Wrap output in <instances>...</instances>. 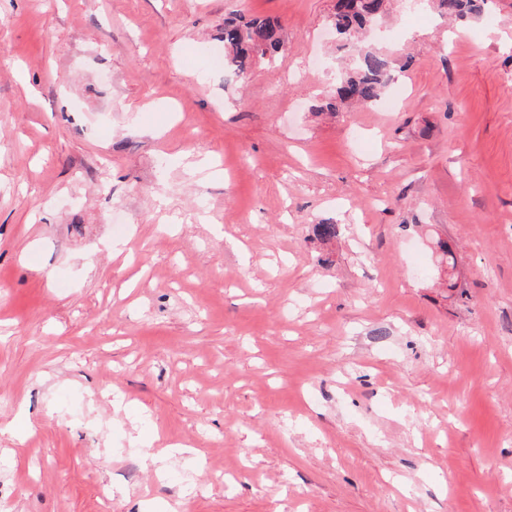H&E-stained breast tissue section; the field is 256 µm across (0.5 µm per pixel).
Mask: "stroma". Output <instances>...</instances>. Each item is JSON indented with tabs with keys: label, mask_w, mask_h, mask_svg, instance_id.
Instances as JSON below:
<instances>
[{
	"label": "stroma",
	"mask_w": 512,
	"mask_h": 512,
	"mask_svg": "<svg viewBox=\"0 0 512 512\" xmlns=\"http://www.w3.org/2000/svg\"><path fill=\"white\" fill-rule=\"evenodd\" d=\"M335 10L0 0V512H512V0ZM390 0H339L333 25L346 44L363 42L376 20L390 7ZM423 3L433 4L440 12L451 18L464 19L476 15L480 10L479 0H422ZM284 36L277 23L268 18L224 21V67L238 79L245 78L253 63L272 61L284 47ZM391 72L386 56L368 45L361 46L355 67L336 75V94L323 107L329 111H337L349 101L364 106L380 103L385 88L392 79Z\"/></svg>",
	"instance_id": "1"
}]
</instances>
